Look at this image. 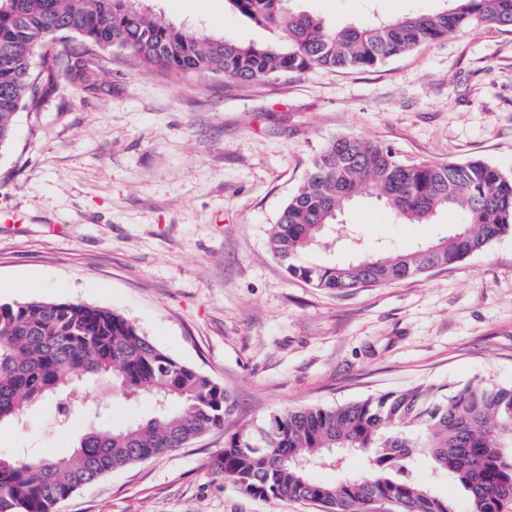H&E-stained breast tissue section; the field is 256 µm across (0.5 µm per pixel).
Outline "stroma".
Wrapping results in <instances>:
<instances>
[{
    "mask_svg": "<svg viewBox=\"0 0 512 512\" xmlns=\"http://www.w3.org/2000/svg\"><path fill=\"white\" fill-rule=\"evenodd\" d=\"M445 0H290L330 27ZM179 28L273 44L276 30L227 0H145ZM111 94L58 84L17 115L0 153V303L54 299L116 310L161 350L227 389L235 423L415 386L512 385V235L462 262L333 294L291 277L269 229L333 137L360 136L403 159L479 158L512 172V31L478 27L373 69L244 84L178 81L113 59ZM352 237L314 258L408 249L447 219L402 224L372 196L342 215ZM151 410L91 390L71 423L55 404L0 426V457L70 450L77 432ZM226 431L112 472L56 512H316L243 495L216 466Z\"/></svg>",
    "mask_w": 512,
    "mask_h": 512,
    "instance_id": "obj_1",
    "label": "stroma"
}]
</instances>
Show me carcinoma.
<instances>
[{
  "label": "carcinoma",
  "instance_id": "1",
  "mask_svg": "<svg viewBox=\"0 0 512 512\" xmlns=\"http://www.w3.org/2000/svg\"><path fill=\"white\" fill-rule=\"evenodd\" d=\"M140 0H0V153L18 112L36 110L64 79L97 95L112 55L130 67L181 80L243 82L318 69H369L477 26L512 31V0H451L436 12H412L330 28L292 13L287 0H228L241 15L275 28L276 44H241L177 28L142 10ZM52 45L41 57L33 51ZM373 193L398 221L433 223L456 215L447 236L408 250L379 249L348 264L309 260L350 236L339 215ZM512 234V174L481 159L435 162L400 158L357 136L330 139L269 230L274 255L289 274L315 288L345 292L405 280L454 265ZM148 399L147 416L112 430L79 434L73 450L33 460L0 458V512H54L79 488L106 474L172 452L222 428L235 403L223 386L154 345L123 314L84 303L27 299L0 303V424L20 421L42 400L62 422L90 389ZM333 448L367 455L366 470L334 483L309 465L340 461ZM452 476L469 512H512V387L471 382L442 393L416 387L334 407L274 412L241 425L224 441L217 469L248 496L312 500L319 512H456L414 474L421 459Z\"/></svg>",
  "mask_w": 512,
  "mask_h": 512
}]
</instances>
